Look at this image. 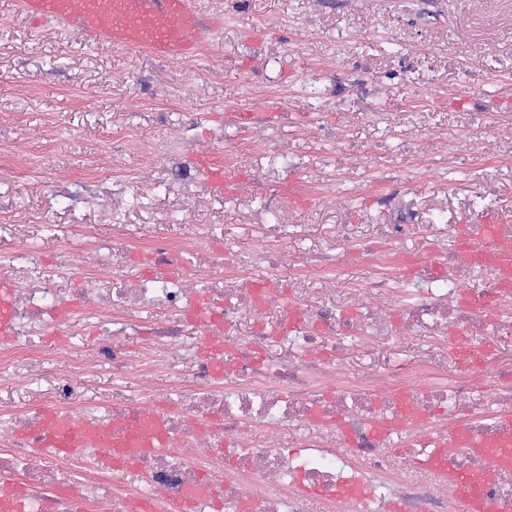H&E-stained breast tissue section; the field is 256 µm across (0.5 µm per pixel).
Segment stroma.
I'll return each mask as SVG.
<instances>
[{"label":"stroma","instance_id":"35a3bbf8","mask_svg":"<svg viewBox=\"0 0 512 512\" xmlns=\"http://www.w3.org/2000/svg\"><path fill=\"white\" fill-rule=\"evenodd\" d=\"M218 20L192 60L162 61L118 49L55 21L31 22L17 0H0V281H13L28 252L69 273L76 251L64 240L75 216L61 184L109 176L149 185L148 198H125L114 222L137 224L142 239L163 234L191 248L242 244L248 225L276 224V249L295 253V227L310 246L333 225L376 234L382 224H443L459 237L491 219L512 225V0H194ZM276 99L279 118L249 120L251 161L225 147L237 116ZM170 113L161 122V113ZM200 126L191 143L227 174L229 192L181 206L160 165L139 160L155 142L182 133L178 115ZM388 113L422 145L411 185L393 182L403 163ZM499 124L479 147H449L463 122ZM335 139H326V130ZM283 183L285 206L267 185ZM62 338L34 343V359L0 380V413L17 402L48 406L49 374H67ZM423 336H397L361 349L348 374L372 369L381 386L389 370L413 362ZM474 362L442 340V366L474 377L512 367V335L481 337Z\"/></svg>","mask_w":512,"mask_h":512}]
</instances>
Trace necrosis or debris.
Returning <instances> with one entry per match:
<instances>
[{
	"mask_svg": "<svg viewBox=\"0 0 512 512\" xmlns=\"http://www.w3.org/2000/svg\"><path fill=\"white\" fill-rule=\"evenodd\" d=\"M154 153L172 173L177 201L213 191L212 181L187 159L185 144L161 142ZM63 194L75 211L92 206L103 218L109 200L147 191L119 180L76 181ZM276 231L273 224L252 225L234 257L203 244L188 258L156 236L143 248L148 269L139 272L122 263L134 231L121 225L94 244L100 264L114 270L105 293L95 288L93 270H82V288H65L39 253L29 255L18 275L6 360L29 356L35 337L53 329L54 309L76 302L97 313L95 355L107 370L109 394L86 392L83 368L72 359L77 342L68 339L59 356L70 374L51 380V410L86 437L73 448H42L38 442L49 429L38 422V410L23 403L1 414L0 435L11 443L0 449V512H127L133 498L148 502L152 512H172L180 504L190 512H307L313 495L326 512H394L398 505L404 512H455L447 475L419 464L435 451L472 476L477 494L512 506V460L503 456L512 425L502 420L512 413V370L482 384L465 373L446 380L427 353L387 389L369 375L356 383L345 379L347 342L403 334L472 342L495 314L511 310L512 275L503 276L499 262L512 254V225L492 231L471 225L465 248L437 236L423 255L406 246L408 224L382 225L381 237L394 244L388 254L375 239L359 240L353 229L344 230L328 251L309 254L282 317L269 327V335L286 340L285 350L259 364L250 351H240L224 369L238 379L230 388L184 342V327L201 316V343L223 346L226 323L262 320L278 296L274 270L285 259L270 242ZM355 240L370 270L367 294L387 292L400 271L414 281L415 293L397 303L395 324L374 304L349 307L320 286L319 272ZM487 277L497 286L482 304L461 298L466 281ZM155 307L165 310L164 320L129 318ZM130 330L145 336L148 351L167 371L164 406L127 393L126 379L137 363L119 338ZM155 412L164 418L167 447L124 458L99 447L97 431L125 440ZM285 426L297 431L287 447L240 437L249 427Z\"/></svg>",
	"mask_w": 512,
	"mask_h": 512,
	"instance_id": "1",
	"label": "necrosis or debris"
}]
</instances>
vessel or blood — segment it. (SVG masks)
I'll return each mask as SVG.
<instances>
[{
  "label": "vessel or blood",
  "instance_id": "vessel-or-blood-1",
  "mask_svg": "<svg viewBox=\"0 0 512 512\" xmlns=\"http://www.w3.org/2000/svg\"><path fill=\"white\" fill-rule=\"evenodd\" d=\"M22 9L37 20L56 19L85 35L117 48L139 47L160 59L194 58L212 27L192 0H20ZM10 283L0 282V337L11 333ZM84 433L71 423L51 431L47 445L67 448L80 443ZM144 450L163 448L167 434L161 417L150 420L148 431L135 442ZM455 496L463 512H506L499 502L478 497L463 472L453 477Z\"/></svg>",
  "mask_w": 512,
  "mask_h": 512
}]
</instances>
